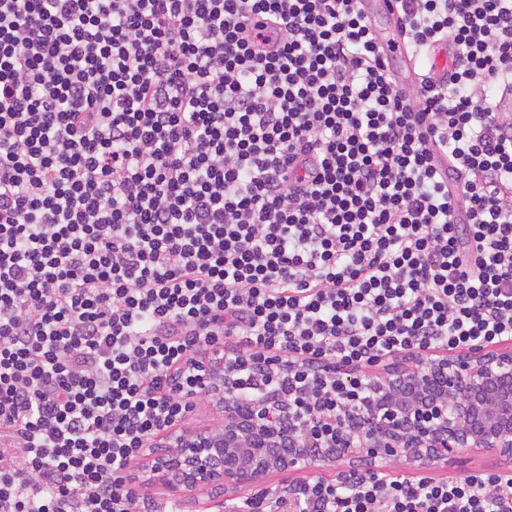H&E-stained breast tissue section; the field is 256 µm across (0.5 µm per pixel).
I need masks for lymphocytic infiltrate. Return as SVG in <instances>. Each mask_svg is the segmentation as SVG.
<instances>
[{
    "mask_svg": "<svg viewBox=\"0 0 512 512\" xmlns=\"http://www.w3.org/2000/svg\"><path fill=\"white\" fill-rule=\"evenodd\" d=\"M0 0V512H154L128 468L224 350L354 366L512 337V0ZM447 43L450 67L430 56ZM276 512H512V477Z\"/></svg>",
    "mask_w": 512,
    "mask_h": 512,
    "instance_id": "1",
    "label": "lymphocytic infiltrate"
}]
</instances>
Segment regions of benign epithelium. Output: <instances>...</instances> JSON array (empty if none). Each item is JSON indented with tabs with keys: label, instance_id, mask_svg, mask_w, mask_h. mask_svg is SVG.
<instances>
[{
	"label": "benign epithelium",
	"instance_id": "obj_1",
	"mask_svg": "<svg viewBox=\"0 0 512 512\" xmlns=\"http://www.w3.org/2000/svg\"><path fill=\"white\" fill-rule=\"evenodd\" d=\"M251 363L265 378L305 370L270 355ZM351 371L349 365L327 363L316 378L339 382ZM362 374L369 380L368 395L359 403L338 401L334 409L322 401L320 413L302 417L304 392L295 383L245 400L224 362H207L194 383L224 420L215 428L167 430L157 444L167 451L142 449L134 475L147 485H164L199 512L206 510L207 492L217 487L231 501L274 475L292 476L342 459L345 477L361 462L428 468L448 465L469 449L495 456L498 473L512 476L511 338L492 350L415 355L409 367L379 361Z\"/></svg>",
	"mask_w": 512,
	"mask_h": 512
}]
</instances>
